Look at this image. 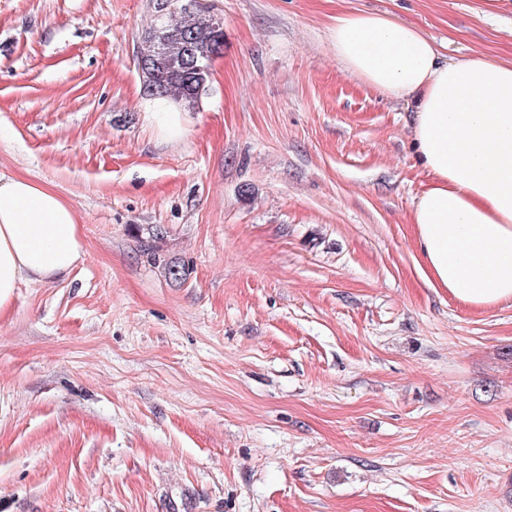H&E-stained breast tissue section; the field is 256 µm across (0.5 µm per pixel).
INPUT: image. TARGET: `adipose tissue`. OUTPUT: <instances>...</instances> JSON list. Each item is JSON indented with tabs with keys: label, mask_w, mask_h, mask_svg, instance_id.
Listing matches in <instances>:
<instances>
[{
	"label": "adipose tissue",
	"mask_w": 512,
	"mask_h": 512,
	"mask_svg": "<svg viewBox=\"0 0 512 512\" xmlns=\"http://www.w3.org/2000/svg\"><path fill=\"white\" fill-rule=\"evenodd\" d=\"M330 40L346 72L417 102L413 145L431 182L412 219L426 280L475 309L512 300V63L443 60L418 28L379 12L337 14ZM79 224L54 190L0 175V311L21 283L77 265Z\"/></svg>",
	"instance_id": "obj_1"
}]
</instances>
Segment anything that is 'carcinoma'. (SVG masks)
Masks as SVG:
<instances>
[{
    "instance_id": "1",
    "label": "carcinoma",
    "mask_w": 512,
    "mask_h": 512,
    "mask_svg": "<svg viewBox=\"0 0 512 512\" xmlns=\"http://www.w3.org/2000/svg\"><path fill=\"white\" fill-rule=\"evenodd\" d=\"M149 2L153 22L142 31L136 54L143 67V94L171 96L193 110L202 102L210 78L194 60L216 58L224 51V32L217 31L219 17L211 13V6H191L189 0Z\"/></svg>"
}]
</instances>
